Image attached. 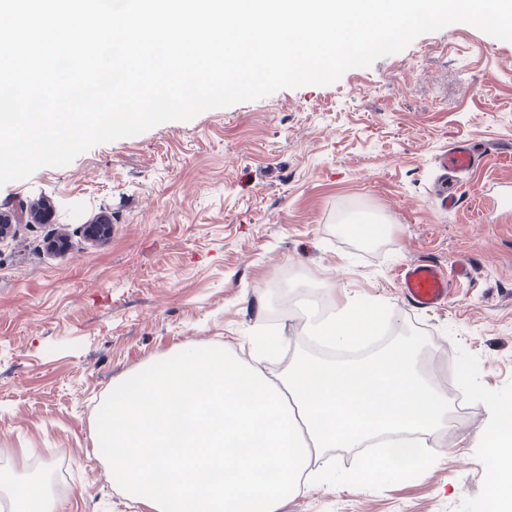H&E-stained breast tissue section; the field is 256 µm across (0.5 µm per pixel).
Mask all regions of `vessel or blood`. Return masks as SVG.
I'll list each match as a JSON object with an SVG mask.
<instances>
[{
    "mask_svg": "<svg viewBox=\"0 0 512 512\" xmlns=\"http://www.w3.org/2000/svg\"><path fill=\"white\" fill-rule=\"evenodd\" d=\"M490 153L496 154L500 165H512V149L496 151L479 140L459 142L439 155L440 186L436 196L442 209H459L462 194L460 175L472 170ZM468 276L469 271L463 266L453 271L432 261H421L402 265L397 274V282L413 307L430 309L447 303L453 281Z\"/></svg>",
    "mask_w": 512,
    "mask_h": 512,
    "instance_id": "obj_1",
    "label": "vessel or blood"
}]
</instances>
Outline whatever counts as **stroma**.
I'll return each instance as SVG.
<instances>
[{
	"instance_id": "obj_1",
	"label": "stroma",
	"mask_w": 512,
	"mask_h": 512,
	"mask_svg": "<svg viewBox=\"0 0 512 512\" xmlns=\"http://www.w3.org/2000/svg\"><path fill=\"white\" fill-rule=\"evenodd\" d=\"M470 139L512 146V41L457 22L334 83L165 122L1 186L0 468L33 448L27 474L48 476L68 512H149L95 452L118 381L187 343L235 350L269 323L300 342L295 306L332 288L387 304L392 333L423 331L426 368L460 383L469 412L432 437V470L306 489L282 512H488L475 433L488 398H512V219L485 190L512 171L484 158L462 207L441 211L436 159ZM37 203L43 219L24 217ZM358 216L375 219L373 242L344 232ZM415 260L470 277L417 309L396 283Z\"/></svg>"
}]
</instances>
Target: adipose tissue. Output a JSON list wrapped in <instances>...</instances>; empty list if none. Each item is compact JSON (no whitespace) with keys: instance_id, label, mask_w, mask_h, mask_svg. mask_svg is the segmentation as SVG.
I'll use <instances>...</instances> for the list:
<instances>
[{"instance_id":"ef3b65f1","label":"adipose tissue","mask_w":512,"mask_h":512,"mask_svg":"<svg viewBox=\"0 0 512 512\" xmlns=\"http://www.w3.org/2000/svg\"><path fill=\"white\" fill-rule=\"evenodd\" d=\"M494 484L512 481V398L488 401V419L477 430ZM0 501L8 512H66L65 501L36 478H20L14 472L0 476Z\"/></svg>"}]
</instances>
